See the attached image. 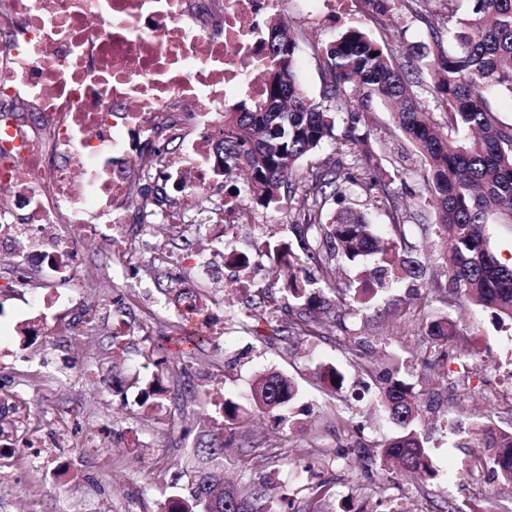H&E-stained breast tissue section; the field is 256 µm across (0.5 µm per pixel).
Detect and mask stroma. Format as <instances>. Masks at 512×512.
Here are the masks:
<instances>
[{
	"mask_svg": "<svg viewBox=\"0 0 512 512\" xmlns=\"http://www.w3.org/2000/svg\"><path fill=\"white\" fill-rule=\"evenodd\" d=\"M447 15L444 0H419L413 13L393 7L375 11L367 0H352L341 15L320 23L305 19L291 4L282 11L291 29L306 37L300 82L316 101L324 89L322 54L347 20L359 19L362 28L389 48L406 49L426 42L428 24L443 25ZM372 118L376 147L391 163L414 165L417 157L394 128L389 108L374 103ZM224 221L237 225L232 245L245 252L266 240L293 238L285 209L251 199L240 213L225 214ZM131 245L141 257L137 280L123 282V256L102 246L85 253L82 271L107 292L123 283L125 308L136 324L146 325L147 336L115 342L111 319L103 312L95 326L55 337L47 347L16 351L8 367L0 369V390L20 398L27 427L69 426L76 475L72 482L56 483L51 464L43 460L1 458L0 512H161L171 494L170 476L182 462V448L212 428L224 436L228 478L241 483L269 478L293 499L297 512L317 507L322 512H353L370 506L364 487L385 478L390 481L388 498L399 512H443L445 504L463 508L478 497L488 512H512V490L502 487L492 470L479 475L472 468L475 459L488 456L475 427L512 428V329L499 327L490 312L469 304L449 308V318L459 324L455 344L470 352L466 360L452 354L441 357L425 322L416 320L410 309L406 287L378 313H358L345 303L332 305L329 339L274 337L261 342L235 327L246 314L238 268L225 266L223 284L195 285L174 275L165 260L154 255L152 239L140 230H133ZM169 286H195L234 300L223 309V334L210 337L204 350L185 365L199 398L182 414L169 402L144 408L134 400L140 382L156 372L151 350L160 346L171 351L179 342L181 319L162 293ZM389 354L403 361L402 376L415 384L424 404L422 428L437 471L424 485L404 476L388 477L378 449L394 427L377 406L372 373ZM64 358L74 363V371L60 370ZM437 359L445 367L444 377L426 378L424 361ZM323 364L342 371L341 390L317 379L315 372ZM100 368L120 379L121 395L97 382ZM269 372L289 375L298 386L289 425L256 412L236 424L225 422V398L242 401L256 379ZM339 413L354 416L361 432L337 427ZM255 442L271 446V453L245 454V447ZM107 446L112 454H104ZM136 448L148 449V458L137 461L132 454ZM317 478L333 487L332 497L320 504L309 492Z\"/></svg>",
	"mask_w": 512,
	"mask_h": 512,
	"instance_id": "1",
	"label": "stroma"
}]
</instances>
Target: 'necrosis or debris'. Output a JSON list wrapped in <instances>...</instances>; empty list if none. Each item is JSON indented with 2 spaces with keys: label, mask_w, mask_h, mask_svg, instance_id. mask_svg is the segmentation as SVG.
<instances>
[{
  "label": "necrosis or debris",
  "mask_w": 512,
  "mask_h": 512,
  "mask_svg": "<svg viewBox=\"0 0 512 512\" xmlns=\"http://www.w3.org/2000/svg\"><path fill=\"white\" fill-rule=\"evenodd\" d=\"M282 0H0V264L51 293L11 332L50 339L43 309L75 287L89 243L127 249L137 183L171 187L169 208L212 195L224 106L260 97L263 27ZM177 157L141 160L156 142ZM209 246L166 253L177 271L220 282L232 225L194 217Z\"/></svg>",
  "instance_id": "obj_1"
}]
</instances>
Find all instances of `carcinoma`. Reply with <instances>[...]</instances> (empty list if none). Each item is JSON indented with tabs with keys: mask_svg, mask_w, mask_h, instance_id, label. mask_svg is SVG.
I'll return each mask as SVG.
<instances>
[{
	"mask_svg": "<svg viewBox=\"0 0 512 512\" xmlns=\"http://www.w3.org/2000/svg\"><path fill=\"white\" fill-rule=\"evenodd\" d=\"M470 11L457 16L456 0H448V28L429 26V43L405 52L423 62L407 68L397 55L356 25L343 28L322 55L325 84L322 101L305 93L297 58L303 36L278 23L264 45L270 65L261 75L264 92L224 111L223 146L218 148L224 173L251 189L257 203L288 205L293 243L266 245L277 257L276 276L286 281L287 303L267 297L247 301L251 322L245 330L258 340L282 337L327 338L322 310L311 295L326 289L341 303L360 312L377 308L389 289L411 279L424 291L413 295L419 315L466 299L490 310L500 324L512 325V263L492 252L486 227L512 224V123L502 121L490 98L512 97V0H469ZM426 85L444 114L440 120L416 101L413 88ZM375 101L396 106V129L417 149L420 164L412 169L384 164L369 130H361L365 113ZM345 133L336 137V120ZM332 143L322 159L310 157ZM415 183L412 204L390 190L396 181ZM378 191L377 206L395 229L384 237L366 215L336 208L354 190ZM160 192L139 195L137 223L150 233L164 231L151 222ZM433 211L436 222L422 225V237L435 235L443 244L441 270L427 274L432 255L408 239L410 214ZM378 265L360 271L348 282L339 279L343 262L363 265L370 256ZM448 319L427 323L428 335L442 347L457 335ZM191 348L163 359V377L203 350L205 335L186 336ZM403 364L389 358L377 375L382 406L397 431L379 447L405 470L426 481L435 476L426 438L417 429L421 412L413 388L398 379ZM293 381L281 374L262 377L252 396L256 407L278 423L294 396ZM189 382L176 385L173 404L182 409L196 400ZM479 435L489 448L493 471L512 483V431L483 425ZM175 479L190 478L188 494L179 496L177 512H290L287 496L268 482L254 481L240 493L224 484V440H199L184 459Z\"/></svg>",
	"mask_w": 512,
	"mask_h": 512,
	"instance_id": "1",
	"label": "carcinoma"
}]
</instances>
